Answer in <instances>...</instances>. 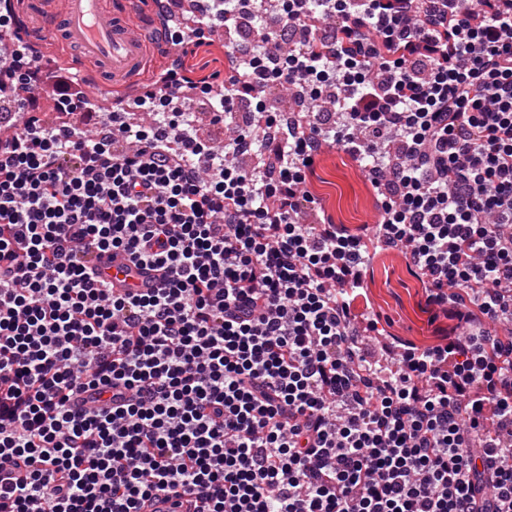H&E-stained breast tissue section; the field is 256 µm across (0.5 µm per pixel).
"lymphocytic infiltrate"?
Wrapping results in <instances>:
<instances>
[{
    "label": "lymphocytic infiltrate",
    "instance_id": "f902f5d3",
    "mask_svg": "<svg viewBox=\"0 0 512 512\" xmlns=\"http://www.w3.org/2000/svg\"><path fill=\"white\" fill-rule=\"evenodd\" d=\"M283 0L282 26L233 49L221 87L179 62L89 136L98 106L66 66L0 51V512H512V0ZM209 0L172 46L258 16ZM333 20L330 34L319 26ZM297 91L291 122L270 84ZM254 102L203 139L186 105ZM47 96L58 114L36 113ZM383 195L377 237L296 223L323 147ZM265 149L261 165L237 158ZM403 249L456 334L367 362L348 332L362 279ZM119 252L159 287L113 293ZM482 321H475L470 306ZM118 398L83 410L84 392ZM168 496L164 493H159L154 496L152 499L147 501L142 508L145 512H154V511H177V512H189L195 508V499L192 496H183L177 499L181 506L178 508H172L171 503L174 500H167Z\"/></svg>",
    "mask_w": 512,
    "mask_h": 512
}]
</instances>
